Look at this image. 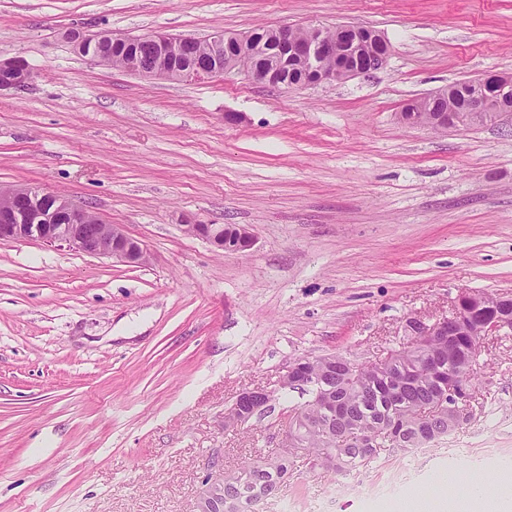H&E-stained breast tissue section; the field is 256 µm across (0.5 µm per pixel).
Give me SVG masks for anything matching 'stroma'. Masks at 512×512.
Segmentation results:
<instances>
[{
  "mask_svg": "<svg viewBox=\"0 0 512 512\" xmlns=\"http://www.w3.org/2000/svg\"><path fill=\"white\" fill-rule=\"evenodd\" d=\"M388 40L373 73L279 89L241 73L145 78L80 54L75 31L331 27ZM0 184H36L122 225L146 264L0 243V512H196L215 465L282 452L301 357L365 364L464 291L512 292V125L437 132L404 105L512 74V0H0ZM234 120H227V113ZM194 224L246 226L225 254ZM496 400L463 429L344 476L295 459L257 512H366L512 470V331L482 347ZM270 409L225 429L245 389ZM7 72L10 76L0 81V93L2 91L19 89L30 80V69L27 64L19 58H1L0 71Z\"/></svg>",
  "mask_w": 512,
  "mask_h": 512,
  "instance_id": "stroma-1",
  "label": "stroma"
}]
</instances>
